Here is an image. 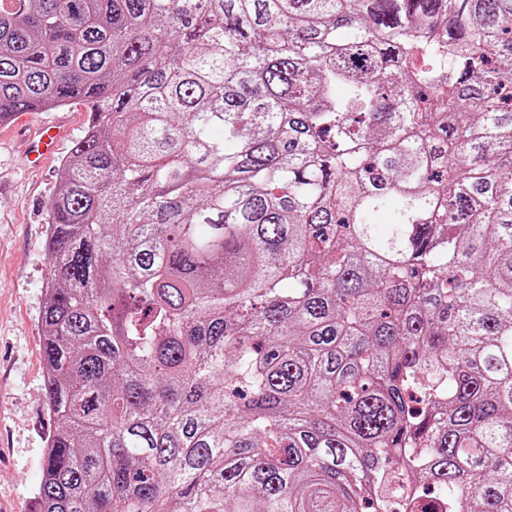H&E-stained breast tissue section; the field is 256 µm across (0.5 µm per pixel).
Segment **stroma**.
<instances>
[{
  "label": "stroma",
  "mask_w": 512,
  "mask_h": 512,
  "mask_svg": "<svg viewBox=\"0 0 512 512\" xmlns=\"http://www.w3.org/2000/svg\"><path fill=\"white\" fill-rule=\"evenodd\" d=\"M20 118L21 127H0V507L7 512H32L45 440L54 427L38 324L49 277L45 207L88 114L75 104ZM58 120L65 131L57 152L40 167H28L24 137L39 123Z\"/></svg>",
  "instance_id": "stroma-1"
}]
</instances>
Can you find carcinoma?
Here are the masks:
<instances>
[{"label":"carcinoma","instance_id":"carcinoma-1","mask_svg":"<svg viewBox=\"0 0 512 512\" xmlns=\"http://www.w3.org/2000/svg\"><path fill=\"white\" fill-rule=\"evenodd\" d=\"M73 103L39 512H512V0H0Z\"/></svg>","mask_w":512,"mask_h":512}]
</instances>
